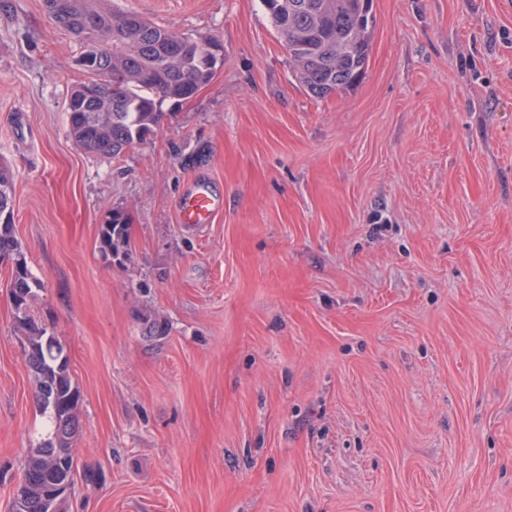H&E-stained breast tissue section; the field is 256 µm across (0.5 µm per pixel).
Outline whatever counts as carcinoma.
I'll use <instances>...</instances> for the list:
<instances>
[{
    "label": "carcinoma",
    "mask_w": 512,
    "mask_h": 512,
    "mask_svg": "<svg viewBox=\"0 0 512 512\" xmlns=\"http://www.w3.org/2000/svg\"><path fill=\"white\" fill-rule=\"evenodd\" d=\"M55 23L85 44L80 58L88 80H105L107 92L93 98L72 88L68 132L74 143L95 157H115L159 131L167 100L191 97L212 75L196 55L206 38L184 36L142 16L114 11L102 0H46ZM283 41L299 82L325 97L351 87L365 71L373 29L372 0H262ZM87 17L94 29H83ZM15 175L0 160V258L12 261L10 278L19 292L14 312L17 329L36 382L34 404L45 418L46 434L26 449L22 477L10 512H54L59 493H69L76 469L74 439L80 432L75 415L80 393L69 358L57 339L36 320L32 304L41 288L14 232ZM128 215L110 213L100 234L107 259L128 261Z\"/></svg>",
    "instance_id": "carcinoma-1"
}]
</instances>
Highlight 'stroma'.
Listing matches in <instances>:
<instances>
[{"label": "stroma", "mask_w": 512, "mask_h": 512, "mask_svg": "<svg viewBox=\"0 0 512 512\" xmlns=\"http://www.w3.org/2000/svg\"><path fill=\"white\" fill-rule=\"evenodd\" d=\"M110 4L223 60L92 157L67 126L83 43L0 0L15 235L81 395L69 512H512V0H373L362 78L323 98L260 0ZM196 179L216 223L176 220ZM7 289L0 512L42 433ZM128 215L120 210L112 211L100 234V251L112 262V258L129 261L131 253L128 246Z\"/></svg>", "instance_id": "obj_1"}]
</instances>
